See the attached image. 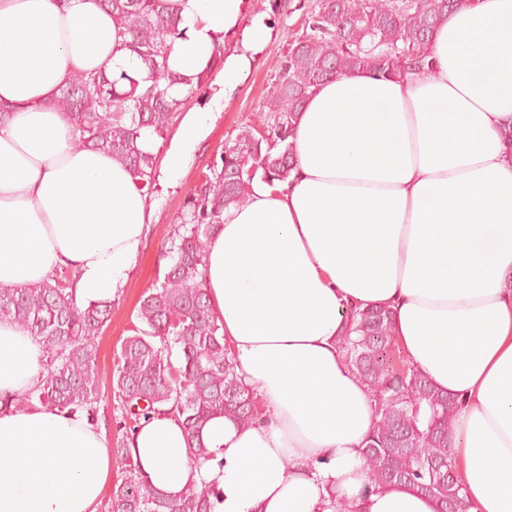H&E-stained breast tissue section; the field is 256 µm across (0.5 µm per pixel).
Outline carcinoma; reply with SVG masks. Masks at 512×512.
Here are the masks:
<instances>
[{"label": "carcinoma", "instance_id": "obj_1", "mask_svg": "<svg viewBox=\"0 0 512 512\" xmlns=\"http://www.w3.org/2000/svg\"><path fill=\"white\" fill-rule=\"evenodd\" d=\"M102 2L130 35L124 47L147 76L78 74L61 89L58 106L74 124L78 144L110 153L146 194L159 161L158 141L221 68L223 43L216 46L213 67L193 82L168 66L179 32L164 0ZM469 2L314 0L305 33L288 44L275 76L267 102L273 121L261 130L239 129L185 200L166 251L170 263L140 300L139 325L115 357L111 390H101L97 339L112 302L78 305L65 277L24 288L0 286V321L28 330L46 350L43 385L35 394L40 404L49 411L84 410L92 419L109 401L117 412L122 440L114 453L122 476L112 487L108 512H212L220 498L216 485L164 494L141 474L128 441L141 420L172 416L185 428L193 459L205 462L214 454L200 432L212 417L249 425L262 415L255 390L238 380L205 288L206 249L224 207L245 203L258 181L288 179L294 120L322 82L359 68L384 78L431 71L434 29ZM175 85L189 89L177 99L168 94ZM340 347L376 401L377 420L363 452L362 494L403 484L437 499L441 512L457 502L469 507L451 450L460 404L410 363L396 340L392 311L375 306L353 314Z\"/></svg>", "mask_w": 512, "mask_h": 512}]
</instances>
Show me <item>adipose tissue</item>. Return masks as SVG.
<instances>
[{
    "label": "adipose tissue",
    "instance_id": "ef3b65f1",
    "mask_svg": "<svg viewBox=\"0 0 512 512\" xmlns=\"http://www.w3.org/2000/svg\"><path fill=\"white\" fill-rule=\"evenodd\" d=\"M171 70L205 69L240 32L217 79L231 90L269 36L245 0H169ZM102 0H0V285L73 274L78 304L129 282L151 218L111 154L82 148L56 104L73 76L136 74ZM431 72L359 69L325 81L298 113L287 182L257 184L224 211L206 288L243 382L265 411L217 416L197 464L180 421L141 423L129 442L168 494L216 484L214 512H441L405 485L361 496L374 401L339 340L352 308L394 312L409 361L463 406L452 452L469 512H512V0H471L437 27ZM208 131L186 113L160 170L177 176ZM39 339L0 321V512H97L111 471L85 412L25 403L44 378Z\"/></svg>",
    "mask_w": 512,
    "mask_h": 512
}]
</instances>
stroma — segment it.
<instances>
[{
  "label": "stroma",
  "mask_w": 512,
  "mask_h": 512,
  "mask_svg": "<svg viewBox=\"0 0 512 512\" xmlns=\"http://www.w3.org/2000/svg\"><path fill=\"white\" fill-rule=\"evenodd\" d=\"M313 0H247V14L267 13L271 18L268 39L256 55L249 73L228 92L220 104H212V93L203 90L189 98L187 107L210 114L208 135L196 145L178 179L156 183L148 199L155 211L148 226L143 249L123 291L112 301V318L99 338L97 362L102 384H109L114 356L135 321L139 299L165 267L164 244L174 229L190 190L207 173L228 136L251 125L262 126L269 119L266 109L278 66L291 39L306 29L307 13Z\"/></svg>",
  "instance_id": "1"
}]
</instances>
